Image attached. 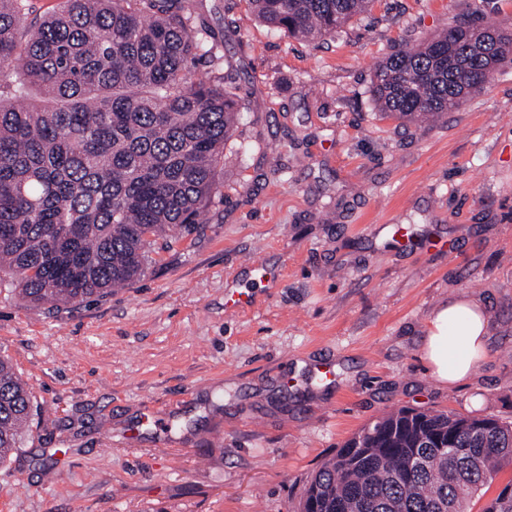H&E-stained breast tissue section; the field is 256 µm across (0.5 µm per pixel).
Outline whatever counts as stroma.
Here are the masks:
<instances>
[{
	"label": "stroma",
	"mask_w": 512,
	"mask_h": 512,
	"mask_svg": "<svg viewBox=\"0 0 512 512\" xmlns=\"http://www.w3.org/2000/svg\"><path fill=\"white\" fill-rule=\"evenodd\" d=\"M512 32V0H374L334 37L200 0L192 75L243 119L196 231L103 298L32 308L0 288V355L37 408L0 465V512H297L345 440L403 407L512 421V56L403 127L376 68L456 22ZM251 306H230L242 284ZM471 298L486 351L462 385L421 359L429 318ZM336 362L335 387L312 381Z\"/></svg>",
	"instance_id": "stroma-1"
}]
</instances>
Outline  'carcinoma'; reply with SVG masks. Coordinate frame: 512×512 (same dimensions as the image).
I'll use <instances>...</instances> for the list:
<instances>
[{"label":"carcinoma","instance_id":"obj_1","mask_svg":"<svg viewBox=\"0 0 512 512\" xmlns=\"http://www.w3.org/2000/svg\"><path fill=\"white\" fill-rule=\"evenodd\" d=\"M196 0H67L25 21L0 0V275L31 306L77 305L134 282L147 248L202 223L241 119L236 94L197 82L213 51ZM373 0H250L305 41ZM512 54V33L461 21L378 67L381 111L419 124L455 108ZM32 394L0 357V464L20 448ZM512 423L401 407L363 427L307 479L298 512H469L503 465Z\"/></svg>","mask_w":512,"mask_h":512}]
</instances>
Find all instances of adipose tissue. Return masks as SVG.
<instances>
[{
	"label": "adipose tissue",
	"mask_w": 512,
	"mask_h": 512,
	"mask_svg": "<svg viewBox=\"0 0 512 512\" xmlns=\"http://www.w3.org/2000/svg\"><path fill=\"white\" fill-rule=\"evenodd\" d=\"M485 328L483 309L475 301L458 300L439 307L421 349L433 375L450 384L469 379L484 351Z\"/></svg>",
	"instance_id": "1"
}]
</instances>
